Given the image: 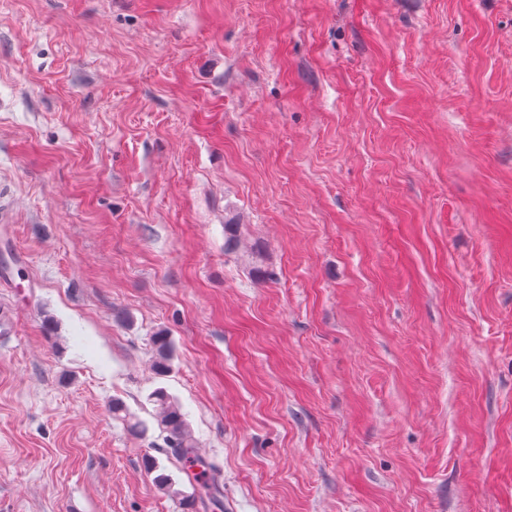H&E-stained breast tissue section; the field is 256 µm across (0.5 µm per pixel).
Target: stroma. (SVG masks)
Listing matches in <instances>:
<instances>
[{
    "label": "stroma",
    "instance_id": "obj_1",
    "mask_svg": "<svg viewBox=\"0 0 512 512\" xmlns=\"http://www.w3.org/2000/svg\"><path fill=\"white\" fill-rule=\"evenodd\" d=\"M2 307L0 512H512V0H0ZM155 359L153 369L158 375H164L169 370L171 342L165 331L160 330L153 336ZM148 402L153 405L151 415L158 428L166 434L164 439L170 456L188 478L199 483V499L216 500L221 493L218 475L209 463L195 454V439L179 404L163 387L155 388L149 394ZM198 467H201L199 471Z\"/></svg>",
    "mask_w": 512,
    "mask_h": 512
}]
</instances>
